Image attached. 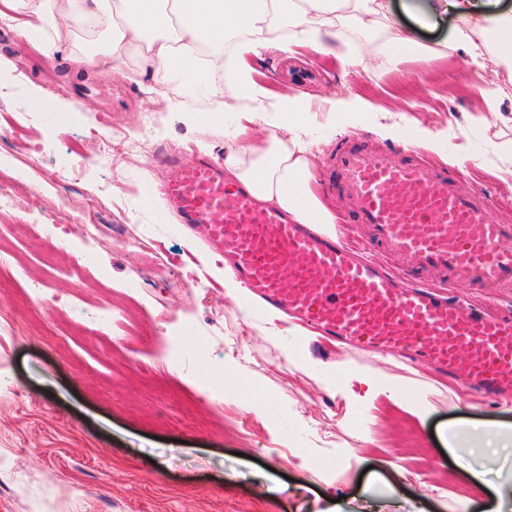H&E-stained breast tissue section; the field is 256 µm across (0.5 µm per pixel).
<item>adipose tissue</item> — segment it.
I'll return each mask as SVG.
<instances>
[{"mask_svg": "<svg viewBox=\"0 0 512 512\" xmlns=\"http://www.w3.org/2000/svg\"><path fill=\"white\" fill-rule=\"evenodd\" d=\"M28 21L19 34L42 43L47 53L66 56L77 68L106 66L119 71L135 63L140 75L166 90L172 111L187 89L222 96L225 111L242 99L266 95L246 64L247 55L275 49L291 53L307 45L352 62L350 33L368 35L388 18L386 0H8ZM419 24L453 14L458 20L451 41L437 55L460 53L464 71L491 74L484 91L485 110L476 120L488 124L499 112L502 86L495 76L512 74V12L493 13L485 0H410ZM308 104L281 94L276 118L264 136L253 133L256 115L237 126L236 147L224 154V171L262 200L292 212L303 224L334 223L332 211L311 189L312 151L302 137ZM323 385L348 390L366 385L370 396L401 401L392 377L357 367L343 375L306 361Z\"/></svg>", "mask_w": 512, "mask_h": 512, "instance_id": "1", "label": "adipose tissue"}]
</instances>
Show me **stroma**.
I'll return each mask as SVG.
<instances>
[{
    "label": "stroma",
    "instance_id": "1",
    "mask_svg": "<svg viewBox=\"0 0 512 512\" xmlns=\"http://www.w3.org/2000/svg\"><path fill=\"white\" fill-rule=\"evenodd\" d=\"M18 25L0 22V197L15 207L0 216L12 245L0 265V512H494L497 489L512 487V447L493 448L481 466L490 485L471 491L470 475L448 445L453 429L512 426V397L484 399L463 376L448 378L401 358L353 350L321 337L303 341L285 319L246 309L224 292V277L204 245L206 226L187 235L146 181L162 182L158 155L199 152L223 160L236 146L238 117L221 97L190 115L167 111L158 87L134 68L76 72L61 56L38 60ZM254 79L271 94H306L313 140L312 187L337 218L346 201L330 187L338 151L365 143L397 150L383 125L422 124L443 145L418 148V159L447 169L466 190L483 192L489 217L512 216V80L493 129L474 117L485 82L453 59L405 58L397 66L361 55L354 66L307 47L286 56L248 57ZM329 99L364 100L349 113ZM147 131L153 153L122 138ZM208 137L211 147L199 146ZM465 155L464 165L454 164ZM32 217L59 225L72 253L71 276L48 250L16 234ZM100 229L97 246L83 225ZM161 243L174 257L168 278L151 277L138 241ZM196 274L184 286L180 265ZM42 286L44 300L32 294ZM136 286L125 316L152 333L149 314L163 308L165 334L199 338L188 364L164 380L144 369L155 349L115 345L104 328L75 330L71 307L108 302ZM306 355L328 369L356 365L405 379L417 389L423 417L386 397L355 399L325 389L299 368ZM224 391V410L201 406L209 388Z\"/></svg>",
    "mask_w": 512,
    "mask_h": 512
}]
</instances>
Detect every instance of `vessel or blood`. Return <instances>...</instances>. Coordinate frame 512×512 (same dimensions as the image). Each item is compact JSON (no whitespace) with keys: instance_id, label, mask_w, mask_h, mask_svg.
I'll return each mask as SVG.
<instances>
[{"instance_id":"1","label":"vessel or blood","mask_w":512,"mask_h":512,"mask_svg":"<svg viewBox=\"0 0 512 512\" xmlns=\"http://www.w3.org/2000/svg\"><path fill=\"white\" fill-rule=\"evenodd\" d=\"M161 191L185 227L206 225L215 249L231 258L247 299L263 300L310 323L350 348L395 354L466 377L480 393H512V315L463 299L384 268L383 258L417 269L463 275L483 285L512 283V219L488 220L476 193L424 160L342 150L335 173L357 223L369 229L351 246L315 233L287 211L264 205L248 187L225 179L224 167L200 157L165 158Z\"/></svg>"}]
</instances>
